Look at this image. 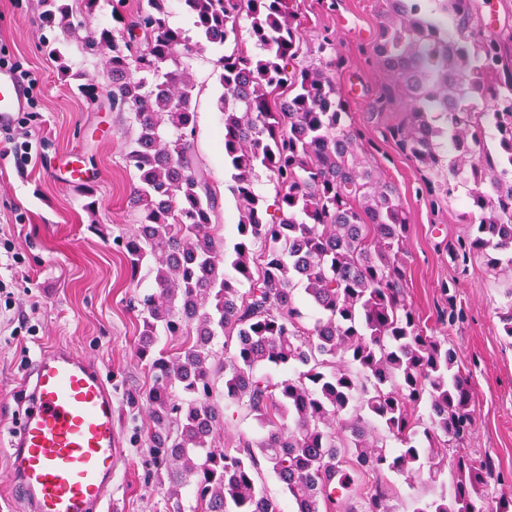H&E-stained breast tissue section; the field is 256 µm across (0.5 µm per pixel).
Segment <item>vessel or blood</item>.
I'll list each match as a JSON object with an SVG mask.
<instances>
[{
    "instance_id": "1",
    "label": "vessel or blood",
    "mask_w": 512,
    "mask_h": 512,
    "mask_svg": "<svg viewBox=\"0 0 512 512\" xmlns=\"http://www.w3.org/2000/svg\"><path fill=\"white\" fill-rule=\"evenodd\" d=\"M26 91L0 68V129L13 125ZM30 405L11 437L14 491L30 512H112L109 491L119 453L112 391L90 362L67 346L32 363Z\"/></svg>"
}]
</instances>
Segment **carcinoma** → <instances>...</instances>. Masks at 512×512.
<instances>
[{
	"label": "carcinoma",
	"instance_id": "obj_1",
	"mask_svg": "<svg viewBox=\"0 0 512 512\" xmlns=\"http://www.w3.org/2000/svg\"><path fill=\"white\" fill-rule=\"evenodd\" d=\"M180 2L194 42L169 23L168 0H146L123 22L126 34L99 26L81 43L103 57L112 107L138 129L125 160L139 227L123 247L132 275L145 268L157 284L137 298L135 350L151 372L143 437L165 512H281L258 486L265 471L293 512H396L390 485L364 479L410 478L425 466L434 479L449 468V479L410 512H485L482 493L499 477L491 461L457 453L445 463V449L463 446L471 429L470 372L407 299L410 218L352 123L335 39L323 36L316 58L300 64L288 0ZM42 6L64 75L57 44L75 33L69 4ZM485 6L387 0L372 55L407 98L390 136L427 172L425 190L466 199L461 218L472 233L455 258L512 271V29L483 33ZM210 46L227 48L217 63L238 212L231 245L194 150L187 59ZM475 96L491 105L475 108ZM261 170L275 184L273 221L254 189ZM162 333L180 346L157 348ZM231 408L255 420L262 439L217 447ZM191 479L186 506L179 487Z\"/></svg>",
	"mask_w": 512,
	"mask_h": 512
}]
</instances>
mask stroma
Returning <instances> with one entry per match:
<instances>
[{
    "label": "stroma",
    "instance_id": "1",
    "mask_svg": "<svg viewBox=\"0 0 512 512\" xmlns=\"http://www.w3.org/2000/svg\"><path fill=\"white\" fill-rule=\"evenodd\" d=\"M99 0L91 19L74 15L76 40L61 57L47 50L50 32L41 24V0H0V66L22 72L25 108L15 125L0 132V242L10 241L16 260L0 261V280L10 293L0 297V512H29L12 497L15 477L7 441L28 408L19 382L35 353L65 344L92 361L112 383L119 410L120 453L112 471V512H163L164 501L151 476L140 439L149 415L144 394L151 378L134 343L142 329L133 296L155 291L151 276L131 278L122 242L137 224L128 200L137 184L124 159L131 134L127 115L112 110L106 95L89 99L86 79L108 86L110 76L98 57L81 53L77 42L89 29L111 24L113 11L135 14L143 0ZM303 36L316 49L324 33L336 37L344 65L336 78L364 139L371 141L386 177L410 216L408 298L434 335L447 337L468 366L474 391L473 423L463 451L489 459L500 481L486 498L512 497V339L499 316L508 304L503 288L482 261L459 268L451 249L469 231L458 218L463 201L444 202L423 190L424 175L389 135L404 117L401 92L387 71L370 58L385 0H294ZM218 50L192 55L196 112L195 148L200 166L218 196L226 241L236 237L237 212L224 185L222 91ZM69 70L60 73L59 60ZM391 96L390 106L378 101ZM29 142V154L13 143ZM77 156L90 177L92 194L71 187L58 170ZM94 209H87L88 200ZM462 308L454 322L442 321L449 305Z\"/></svg>",
    "mask_w": 512,
    "mask_h": 512
}]
</instances>
